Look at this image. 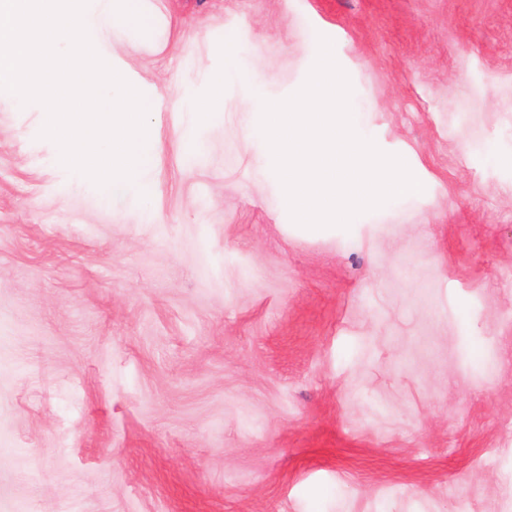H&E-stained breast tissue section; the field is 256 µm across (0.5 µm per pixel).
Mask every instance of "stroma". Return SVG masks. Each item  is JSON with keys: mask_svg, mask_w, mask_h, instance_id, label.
<instances>
[{"mask_svg": "<svg viewBox=\"0 0 512 512\" xmlns=\"http://www.w3.org/2000/svg\"><path fill=\"white\" fill-rule=\"evenodd\" d=\"M144 7L149 210L0 92V512H512V0ZM322 35L424 190L311 235L249 97ZM224 79L211 82L204 92L197 93L193 88L185 89L187 112L192 113L198 120L211 119L223 102Z\"/></svg>", "mask_w": 512, "mask_h": 512, "instance_id": "35a3bbf8", "label": "stroma"}]
</instances>
